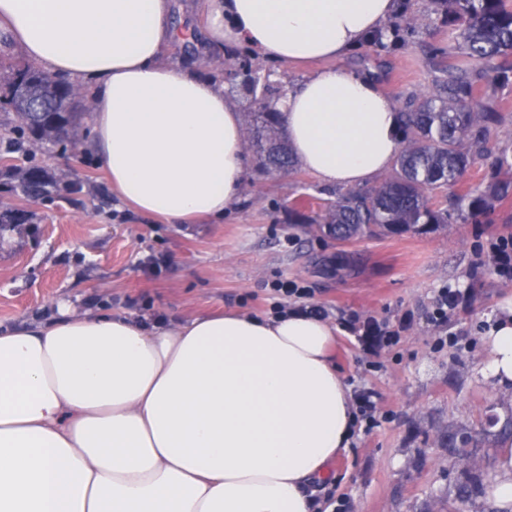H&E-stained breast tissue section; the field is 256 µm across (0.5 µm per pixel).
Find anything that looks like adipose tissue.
I'll return each mask as SVG.
<instances>
[{
  "label": "adipose tissue",
  "mask_w": 512,
  "mask_h": 512,
  "mask_svg": "<svg viewBox=\"0 0 512 512\" xmlns=\"http://www.w3.org/2000/svg\"><path fill=\"white\" fill-rule=\"evenodd\" d=\"M396 0H203L212 49L327 61L276 109L296 160L327 186L392 163L400 118L374 79L337 67ZM172 0H0V41L92 82V148L112 191L168 224L221 219L248 167L240 105L163 61L186 40ZM336 328L294 309L148 321L65 300L0 327V512H315L311 487L351 444L356 408ZM512 386V300L485 341Z\"/></svg>",
  "instance_id": "ef3b65f1"
}]
</instances>
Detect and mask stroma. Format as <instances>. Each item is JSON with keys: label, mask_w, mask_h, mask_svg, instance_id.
<instances>
[{"label": "stroma", "mask_w": 512, "mask_h": 512, "mask_svg": "<svg viewBox=\"0 0 512 512\" xmlns=\"http://www.w3.org/2000/svg\"><path fill=\"white\" fill-rule=\"evenodd\" d=\"M174 21L192 38L170 48L180 68L198 64L220 75L225 92L244 100L230 62L204 54L200 0H174ZM425 15L411 40L390 52L364 45L345 57L350 71H375L396 105L434 89L444 66L460 63L454 35L440 11L413 0ZM484 102L503 112L498 145H512V82H480ZM68 142L40 146L39 163L58 190L35 202L13 178L0 177V215L20 209L23 224L0 233V323L50 316L59 300L136 317L184 318L235 310L263 314L280 303L314 305L336 323V364L353 390L376 392L377 425L358 424L335 476L316 495L345 497L349 512H498L492 493L460 505L456 449L433 444L434 432L463 429L466 451L484 477L501 451L498 428L486 414L512 417V387L485 376L488 335L498 306L512 298V277L490 265L486 250L512 236V197L490 219L444 224L422 234L362 237L346 244L310 232L292 212L309 196L313 207L330 189L305 169L266 173L248 156L243 200L223 222L164 224L120 206L91 150L90 112L77 103ZM310 292L283 298L277 283ZM464 298L448 320L432 321L440 289ZM393 331V345L369 346V327Z\"/></svg>", "instance_id": "1"}]
</instances>
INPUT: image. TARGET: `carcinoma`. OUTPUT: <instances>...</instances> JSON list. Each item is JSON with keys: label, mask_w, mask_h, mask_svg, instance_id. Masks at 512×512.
Returning <instances> with one entry per match:
<instances>
[{"label": "carcinoma", "mask_w": 512, "mask_h": 512, "mask_svg": "<svg viewBox=\"0 0 512 512\" xmlns=\"http://www.w3.org/2000/svg\"><path fill=\"white\" fill-rule=\"evenodd\" d=\"M435 1L445 5L448 27L457 35L466 62L445 67L434 90L404 104L399 112L401 149L392 175L376 188L347 190L309 219L329 238L349 242L476 220L512 195V152L492 145L502 113L477 95L480 78L512 80V65L505 60L512 50V4L509 0H430ZM418 25V17L403 14L383 31L371 34L369 44L378 51L403 45ZM1 85L0 108L14 115L15 125L0 151V166L18 177L27 199L49 197L55 182L45 169L19 170L11 161L15 154L30 158L36 146L68 135L76 88L35 64L9 69ZM281 91L282 87L267 81L250 93L249 143L259 168L268 173L297 165L281 136L277 113L266 111L268 101ZM488 158L490 168L481 187L448 195L469 166ZM461 475L462 497L469 499L488 489L477 466L462 465Z\"/></svg>", "instance_id": "cac0c4a2"}]
</instances>
